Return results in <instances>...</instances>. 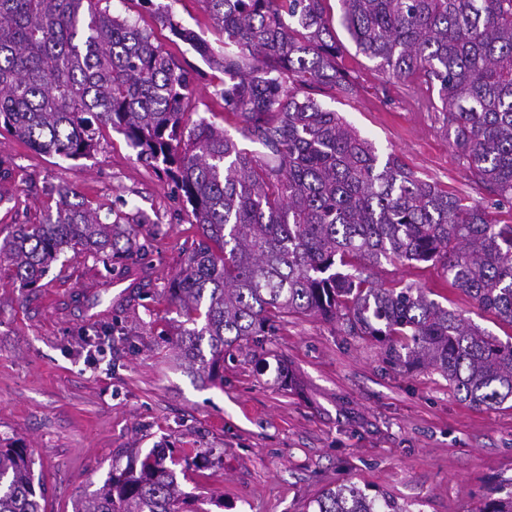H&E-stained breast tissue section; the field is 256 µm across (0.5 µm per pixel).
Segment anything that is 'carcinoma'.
I'll return each instance as SVG.
<instances>
[{
    "label": "carcinoma",
    "instance_id": "1",
    "mask_svg": "<svg viewBox=\"0 0 512 512\" xmlns=\"http://www.w3.org/2000/svg\"><path fill=\"white\" fill-rule=\"evenodd\" d=\"M101 0H0V127L33 149L89 158L103 130L174 184L201 238L168 292L184 318L175 340L213 374L224 353L316 314L347 336L371 337L397 366L434 370L475 407L512 400V336L503 342L414 283L371 280L382 261L439 265L478 309L512 327V0H203L224 44V111L267 150L262 159L201 117L192 93L152 33L99 8ZM174 37L200 54L211 45L166 16ZM341 27L383 75L420 74L437 89L438 113L484 203L466 205L423 180L398 156L381 160L337 112L305 92L345 90L337 64ZM56 210L0 242L25 288H37L65 252L105 265L137 262L143 216L111 222L57 188ZM125 240L126 249L119 248ZM151 449L139 469L111 474L73 512H182L180 461ZM45 489L28 448L0 438V512H41ZM315 512H409L384 493L323 491ZM479 512H512V493Z\"/></svg>",
    "mask_w": 512,
    "mask_h": 512
}]
</instances>
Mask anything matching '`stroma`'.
Wrapping results in <instances>:
<instances>
[{
  "label": "stroma",
  "instance_id": "35a3bbf8",
  "mask_svg": "<svg viewBox=\"0 0 512 512\" xmlns=\"http://www.w3.org/2000/svg\"><path fill=\"white\" fill-rule=\"evenodd\" d=\"M108 8L152 29L155 43L192 75L186 112L236 134L242 122L218 94L224 46L202 0H110ZM167 14L207 40L212 55L172 41L159 22ZM339 39L348 45L340 65L355 91L314 84L311 96L380 156L395 154L422 179L466 203L479 201L447 134L421 103L428 86L382 75L347 34ZM0 161L9 170L0 179V240L38 223L61 182L74 184L92 207L149 219L146 282L127 273L123 258L107 267L61 256L35 290L0 266V438L33 450L46 488L42 512H72L79 494L164 442L183 455L211 454L208 468H177L190 495L184 512H310L313 500L339 485L385 493L410 512H477L489 495L512 493V407L474 408L440 373L395 367L379 343L345 335L321 316L286 318L260 345L226 356L218 378L185 361L169 338L181 317L168 286L200 230L124 135L105 131L90 158L72 161L0 128ZM373 274L387 286L429 288L493 336L512 335L439 268L385 261ZM258 350L269 363L262 373ZM280 360L290 368L286 384L276 379ZM219 496L223 507L211 506Z\"/></svg>",
  "mask_w": 512,
  "mask_h": 512
}]
</instances>
